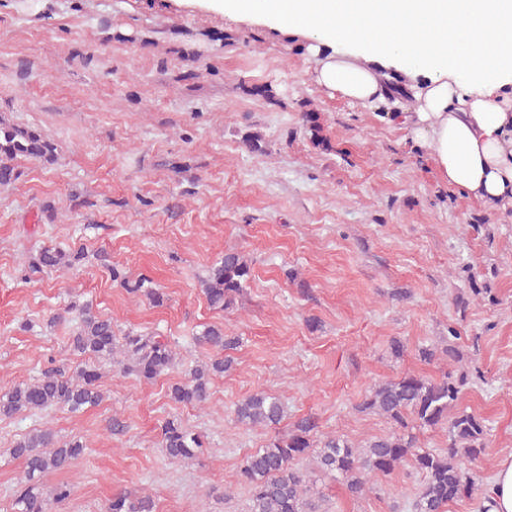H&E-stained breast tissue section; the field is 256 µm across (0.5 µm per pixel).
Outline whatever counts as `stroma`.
<instances>
[{
	"label": "stroma",
	"mask_w": 512,
	"mask_h": 512,
	"mask_svg": "<svg viewBox=\"0 0 512 512\" xmlns=\"http://www.w3.org/2000/svg\"><path fill=\"white\" fill-rule=\"evenodd\" d=\"M314 67L303 40L238 24L212 0H0V121L57 148L51 164L16 159V180L0 185V388L51 361L84 364L71 323L50 322L74 300L117 331L177 341L173 368L155 381L104 360L98 406L0 420V512H12L24 471L14 441L46 429L86 445L62 477L72 496L52 512H105L123 491L153 497L157 512H244L239 467L271 432L235 423L240 400L267 392L286 407L280 431L311 414L320 436L360 447L390 426L355 404L383 381L447 371L418 350L452 330L461 366L484 376L460 405L492 423L477 481L487 490L512 454V207L487 208L441 181L391 117L412 98L352 103L317 85ZM43 245L85 257L31 272ZM228 249L253 279L219 312L201 280ZM115 268L147 277L167 302L117 286ZM207 325L241 336L234 367L213 378L204 407L175 403L170 386L208 358L195 341ZM115 417L124 434L110 433ZM173 417L204 436V459L165 457L161 427ZM418 482L404 465L371 476L358 497L329 476L318 490L324 512H406Z\"/></svg>",
	"instance_id": "1"
}]
</instances>
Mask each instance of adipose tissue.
I'll use <instances>...</instances> for the list:
<instances>
[{"instance_id":"adipose-tissue-1","label":"adipose tissue","mask_w":512,"mask_h":512,"mask_svg":"<svg viewBox=\"0 0 512 512\" xmlns=\"http://www.w3.org/2000/svg\"><path fill=\"white\" fill-rule=\"evenodd\" d=\"M232 19L272 23L309 42L314 80L340 97L415 111L421 139L462 196L512 206V0H223Z\"/></svg>"}]
</instances>
